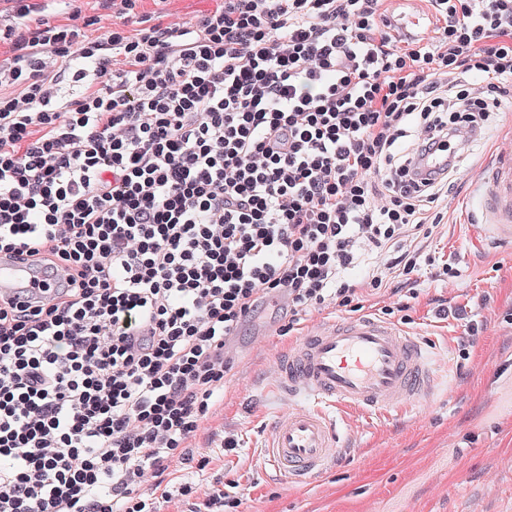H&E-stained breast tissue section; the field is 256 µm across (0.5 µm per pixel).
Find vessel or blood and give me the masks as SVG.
<instances>
[{"label": "vessel or blood", "mask_w": 512, "mask_h": 512, "mask_svg": "<svg viewBox=\"0 0 512 512\" xmlns=\"http://www.w3.org/2000/svg\"><path fill=\"white\" fill-rule=\"evenodd\" d=\"M477 197L483 232L512 241V151L485 163ZM42 280L37 272L0 262V292L18 294ZM280 390L292 398L269 435V463L289 482L321 474L339 448L337 412L367 417L401 409L428 396L434 376L428 345L376 315L338 320L312 329L278 366Z\"/></svg>", "instance_id": "1"}]
</instances>
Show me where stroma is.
<instances>
[{
	"label": "stroma",
	"mask_w": 512,
	"mask_h": 512,
	"mask_svg": "<svg viewBox=\"0 0 512 512\" xmlns=\"http://www.w3.org/2000/svg\"><path fill=\"white\" fill-rule=\"evenodd\" d=\"M41 18L66 25L85 22L87 35L118 22L121 4L101 0H37ZM215 0H138L134 12L164 24H185ZM512 149V103H503L431 208L441 217L422 251L455 265L453 279L420 266L405 278L385 270L379 253L360 250L343 273L359 287L364 310L407 305L406 329L428 342L438 384L408 414L340 417L347 451L323 476L301 486L276 476L265 444L274 420L286 413L278 388L279 360L294 337L258 321L242 330L223 394L191 446L208 457L205 470L172 461V483L208 491L238 478L241 512H512V244H494L474 230L472 198L478 165ZM383 274L384 288L369 286ZM475 335H468V327ZM467 357H460V350ZM239 439L225 455V438Z\"/></svg>",
	"instance_id": "stroma-1"
}]
</instances>
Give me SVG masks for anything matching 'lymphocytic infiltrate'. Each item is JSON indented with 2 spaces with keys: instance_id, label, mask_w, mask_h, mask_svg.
<instances>
[{
  "instance_id": "obj_1",
  "label": "lymphocytic infiltrate",
  "mask_w": 512,
  "mask_h": 512,
  "mask_svg": "<svg viewBox=\"0 0 512 512\" xmlns=\"http://www.w3.org/2000/svg\"><path fill=\"white\" fill-rule=\"evenodd\" d=\"M381 2L222 0L96 38L41 19L14 41L0 255L67 283L0 296V512H155L146 477L209 464L189 445L246 322L357 311L341 274L363 245L416 271L407 238L512 99V0H427L430 37Z\"/></svg>"
}]
</instances>
